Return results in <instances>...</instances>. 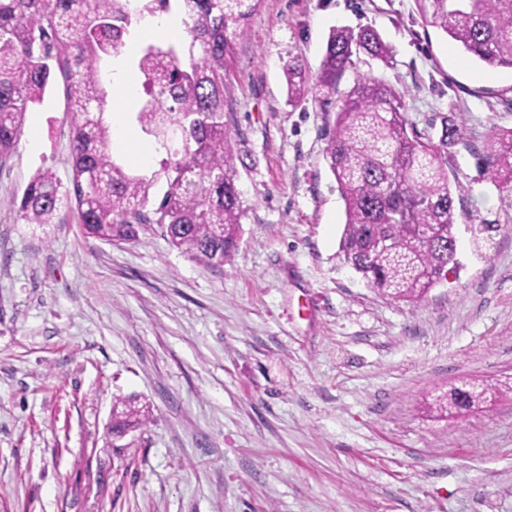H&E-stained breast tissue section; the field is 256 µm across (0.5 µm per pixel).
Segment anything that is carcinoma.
<instances>
[{
  "instance_id": "carcinoma-1",
  "label": "carcinoma",
  "mask_w": 512,
  "mask_h": 512,
  "mask_svg": "<svg viewBox=\"0 0 512 512\" xmlns=\"http://www.w3.org/2000/svg\"><path fill=\"white\" fill-rule=\"evenodd\" d=\"M260 0H0V165L15 152L26 114L46 92L62 90L70 115L71 177L50 168L8 200L27 224H51L73 211L86 232L106 242L156 224L172 247L219 268L233 257L243 210L235 140L224 121L228 62L248 35ZM424 23L441 29L471 57L512 69V0H417ZM176 13L183 41L133 45L151 15ZM385 63L377 30L341 28L330 36L316 87L336 92L352 55ZM126 56L144 78L134 111L159 157L151 173L117 158L110 145L107 87L112 60ZM288 104L307 93L305 66H288ZM434 139L407 116L406 92L358 77L326 121L324 156L345 202L339 243L343 263L380 295L417 303L439 284L456 247L455 191L445 152L464 140L462 127L440 119ZM489 176L512 189V130L494 131L482 156ZM166 184L154 196L158 183ZM460 391L432 396L430 406L460 413Z\"/></svg>"
}]
</instances>
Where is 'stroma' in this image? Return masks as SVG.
Wrapping results in <instances>:
<instances>
[{
	"instance_id": "obj_1",
	"label": "stroma",
	"mask_w": 512,
	"mask_h": 512,
	"mask_svg": "<svg viewBox=\"0 0 512 512\" xmlns=\"http://www.w3.org/2000/svg\"><path fill=\"white\" fill-rule=\"evenodd\" d=\"M363 25L390 63L353 55L335 93L289 105V64L315 79L331 30ZM360 76L405 86L418 129L465 128L448 148L457 265L414 305L337 257L325 117ZM230 82L245 215L213 269L154 224L111 244L69 210L20 220L8 200L39 168L70 173L62 92L27 114L0 169V512H512V192L481 160L512 128V70L424 24L417 0H261ZM134 107L113 148L136 165L152 142ZM470 379L511 391L425 412ZM130 409L138 425L114 432Z\"/></svg>"
}]
</instances>
